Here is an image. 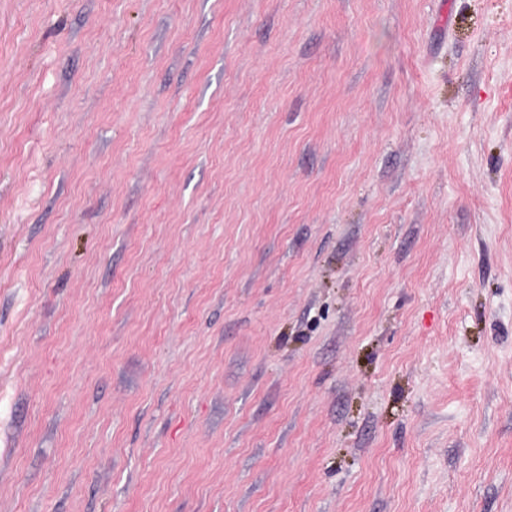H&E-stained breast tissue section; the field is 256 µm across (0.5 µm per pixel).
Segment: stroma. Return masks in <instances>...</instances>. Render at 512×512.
Returning a JSON list of instances; mask_svg holds the SVG:
<instances>
[{
	"label": "stroma",
	"mask_w": 512,
	"mask_h": 512,
	"mask_svg": "<svg viewBox=\"0 0 512 512\" xmlns=\"http://www.w3.org/2000/svg\"><path fill=\"white\" fill-rule=\"evenodd\" d=\"M0 512H512V0H0Z\"/></svg>",
	"instance_id": "stroma-1"
}]
</instances>
